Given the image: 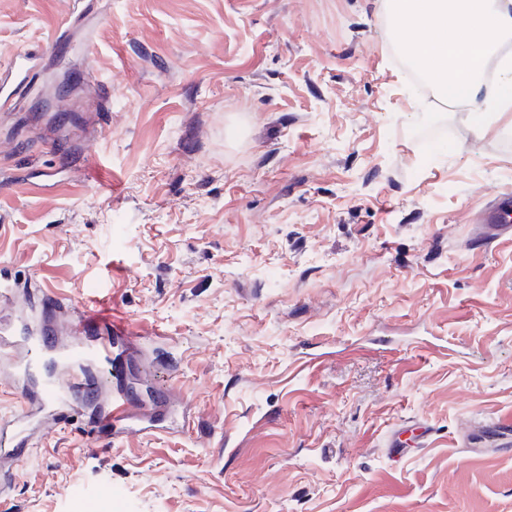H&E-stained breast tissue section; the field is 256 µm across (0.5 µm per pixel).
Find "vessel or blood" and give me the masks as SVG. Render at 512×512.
Wrapping results in <instances>:
<instances>
[{
  "mask_svg": "<svg viewBox=\"0 0 512 512\" xmlns=\"http://www.w3.org/2000/svg\"><path fill=\"white\" fill-rule=\"evenodd\" d=\"M64 38L51 45L36 46L0 65V109L11 108L22 91L33 82L46 54L62 51ZM488 236L512 229V193L498 195L494 204L479 215ZM57 300L52 289H44L37 301L39 320H26L0 329V347L21 351L12 376L23 411L0 426V459H15L22 450L42 446V423L53 420L65 424L69 415L87 418L88 429L104 442L134 428L139 420L129 391L116 387L103 394V372L112 366V351L117 344H130L128 331L97 319L89 304L81 306V320L70 345H62L51 314Z\"/></svg>",
  "mask_w": 512,
  "mask_h": 512,
  "instance_id": "obj_1",
  "label": "vessel or blood"
}]
</instances>
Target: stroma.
Segmentation results:
<instances>
[{
  "instance_id": "35a3bbf8",
  "label": "stroma",
  "mask_w": 512,
  "mask_h": 512,
  "mask_svg": "<svg viewBox=\"0 0 512 512\" xmlns=\"http://www.w3.org/2000/svg\"><path fill=\"white\" fill-rule=\"evenodd\" d=\"M62 32L0 111V285L63 336L99 292L159 420L47 425L0 512H512V117L414 90L385 0H0V62ZM478 220L485 225L489 237L494 238L501 231L512 232V193L498 195L497 201L482 211Z\"/></svg>"
}]
</instances>
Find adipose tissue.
Returning <instances> with one entry per match:
<instances>
[{
    "label": "adipose tissue",
    "mask_w": 512,
    "mask_h": 512,
    "mask_svg": "<svg viewBox=\"0 0 512 512\" xmlns=\"http://www.w3.org/2000/svg\"><path fill=\"white\" fill-rule=\"evenodd\" d=\"M387 8L399 50L440 100L512 112V57L500 59V79L483 78L497 44L512 36V0H388Z\"/></svg>",
    "instance_id": "ef3b65f1"
}]
</instances>
